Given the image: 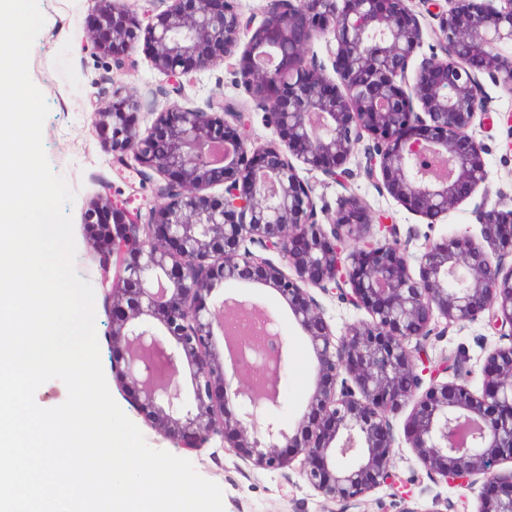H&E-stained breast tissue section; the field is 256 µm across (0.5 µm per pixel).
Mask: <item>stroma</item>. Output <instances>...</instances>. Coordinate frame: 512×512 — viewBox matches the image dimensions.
Segmentation results:
<instances>
[{
    "instance_id": "1",
    "label": "stroma",
    "mask_w": 512,
    "mask_h": 512,
    "mask_svg": "<svg viewBox=\"0 0 512 512\" xmlns=\"http://www.w3.org/2000/svg\"><path fill=\"white\" fill-rule=\"evenodd\" d=\"M46 22L32 48L29 72L42 91L50 112L44 124L43 144L52 170L65 178L74 193L69 207L76 242L77 274L99 288L101 258L91 234L85 210L89 201L103 193L123 202L130 212L149 222L160 198L156 192L162 177L143 180L135 161L120 163L108 150L92 121L98 108L123 97L133 106L141 133H148L156 112L171 103L205 111L212 99L224 97L248 115L240 132L255 146L273 137L263 108L238 85L233 73L223 65L192 71L183 77L181 92H174L169 78L159 71L145 42L134 49L113 55L95 52L88 34L101 8L100 0H38ZM483 90L491 107V117L476 120L471 134L486 144L487 178L473 195L450 211L427 217L406 210L382 185L367 180L359 170L360 156H353L349 167L354 175L349 188H342L321 173L299 169L309 186L316 206V219L331 224L342 203L344 192L356 194L370 215L397 225L410 266H417L426 239H441L454 233L469 232L480 237L481 226L475 211L482 201L512 208V88L483 78ZM224 296L249 300L266 306L275 316L288 339V368L280 386L282 423H296L306 412L314 388L310 349L306 336L296 326L287 304L272 289L259 282L228 281ZM501 340L485 324L476 320L449 328L447 333H431L424 341L430 365L441 356L457 351L466 353V369L472 370L473 389H480V367L488 351ZM108 388L114 400L140 429L147 444L155 449L188 457L195 470L223 490L225 512H429L433 501L448 507L447 512H475L479 485L448 484L430 479L403 432L406 413L391 418L396 439L391 470L392 482L373 489L351 505L325 500L298 474L288 468L264 470L224 450L220 441L193 453L174 447L140 415L119 390Z\"/></svg>"
}]
</instances>
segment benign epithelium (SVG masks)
Here are the masks:
<instances>
[{
    "label": "benign epithelium",
    "instance_id": "1",
    "mask_svg": "<svg viewBox=\"0 0 512 512\" xmlns=\"http://www.w3.org/2000/svg\"><path fill=\"white\" fill-rule=\"evenodd\" d=\"M92 48L112 53L139 34L155 66L178 77L227 64L264 107L275 139L252 147L236 126L244 113L219 97L211 111L173 104L157 113L143 137L134 113L115 99L93 113L118 160L132 156L150 179L164 177L151 222L100 199L89 218L104 256L100 284L112 308L105 336L112 376L156 431L186 452L214 438L266 470L293 469L326 500L359 501L392 479L395 445L390 416L413 404L405 440L431 477L481 483L476 512H512V209L480 206L483 243L467 233L430 239L418 276L394 225L380 224L352 193L324 228L297 166L347 187L348 163L364 138L365 175L410 212L429 217L470 197L485 181L484 144L469 133L490 118L480 77L512 87V0H450L436 14L442 57L409 63L422 28L409 0H268L259 26L243 20L233 0H173L142 24L116 0H102ZM335 77L307 57L318 37ZM244 50L236 53L241 40ZM224 185L219 196L202 191ZM354 240L358 247L349 250ZM278 257L279 262L268 257ZM254 275L288 305L308 338L315 385L307 412L291 430L276 417L288 363L285 336L258 306L211 305L227 280ZM338 295L369 319L336 335L310 289ZM245 309L264 316L277 339L258 383L240 355L230 363L214 347L216 332ZM447 324L487 317L508 344L491 349L480 368L481 389L444 358L420 390L412 344L431 335L435 316ZM188 369L193 401L184 397ZM452 372L454 380L440 376ZM422 394H417V391Z\"/></svg>",
    "mask_w": 512,
    "mask_h": 512
}]
</instances>
